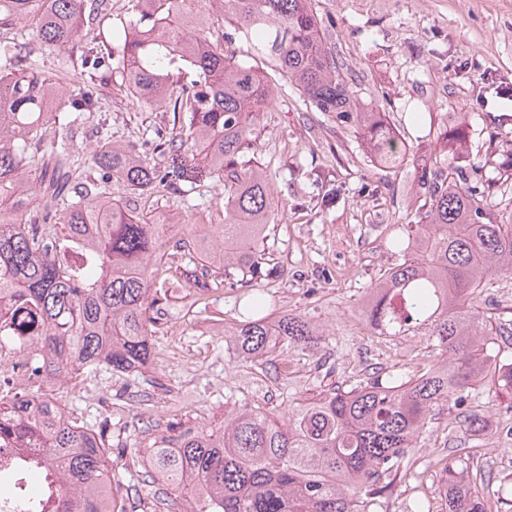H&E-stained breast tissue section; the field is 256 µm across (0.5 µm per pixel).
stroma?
<instances>
[{
    "label": "stroma",
    "mask_w": 512,
    "mask_h": 512,
    "mask_svg": "<svg viewBox=\"0 0 512 512\" xmlns=\"http://www.w3.org/2000/svg\"><path fill=\"white\" fill-rule=\"evenodd\" d=\"M315 6L354 89L404 136L408 160L398 169L378 167L334 114L315 111L278 81L249 152L277 203L266 239L271 270L260 287L266 315L302 317L318 332L314 345L243 359L224 334L225 322L237 316L241 288L224 283L201 295L177 279V266L188 258L183 242L223 223L224 186L196 168L191 153L171 160L155 152L158 134L173 126L171 109L133 105L108 85L70 145L88 179L97 177L92 156L109 136L175 171L181 186L135 202L170 223L153 275L163 297L152 313L149 362L136 373L101 368L58 382L27 377L13 387L103 433L120 485L146 471L148 452L167 427H217L245 405L282 417L291 402L331 388L348 390L376 376L395 386L441 363L426 327L380 336L362 311L372 285L403 261L391 239L416 221L425 202L417 176L430 162L443 117L464 116L469 135L454 157L484 192L492 220L512 222V0H315ZM323 179L342 190L330 208L321 204ZM477 312L512 324V274L492 276ZM494 391L485 378L464 401L451 397L428 412L409 459L433 506L441 504L442 469L464 450L493 484L512 488L506 424L512 402ZM468 412L482 417L479 432L466 430Z\"/></svg>",
    "instance_id": "1"
}]
</instances>
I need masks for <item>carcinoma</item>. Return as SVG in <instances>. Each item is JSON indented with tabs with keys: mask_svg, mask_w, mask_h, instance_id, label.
<instances>
[{
	"mask_svg": "<svg viewBox=\"0 0 512 512\" xmlns=\"http://www.w3.org/2000/svg\"><path fill=\"white\" fill-rule=\"evenodd\" d=\"M133 11L115 31L117 46L88 40L110 16V0H0V32L25 22L37 39L68 53L89 80L52 108L61 95L56 75L37 66L25 48L0 40V309L15 305L0 338L27 336L38 347L35 371L47 379L105 366L137 372L152 354L150 276L168 225L127 203L163 185L166 174L123 144L105 143L92 158L103 177L127 195L116 200L87 184L61 211L53 202L78 169L63 156L50 167L36 160L52 129L61 141L76 137L78 118L96 110L99 88L112 71L118 91L150 105L173 104L186 114L181 131L159 137L154 151L174 155L187 143L224 181V223L184 243L192 254L180 277L211 288L209 277H264L265 239L275 210L266 179L244 161L273 99L267 71L280 76L319 112L350 127L372 161L395 168L407 155L386 114L363 103L348 69L328 45L314 0H132ZM229 14L233 33L215 27L213 10ZM247 45L239 58L224 47ZM195 72L182 82L185 70ZM461 124L443 122L435 140L425 219L393 240L403 263L371 288L365 314L385 336L429 325L444 363L396 386L377 377L368 385L334 388L288 410L285 423L245 406L208 431L186 428L155 442L147 476L186 494L184 512H375L393 485L424 419L441 400L492 374L512 399V363L498 360L494 330L476 314L488 277L512 272V224L486 223L484 192L468 184L451 155L465 139ZM48 198L32 208L30 187ZM241 321L224 325L238 354L267 355L289 344L309 346L316 331L299 316L255 318L264 291L238 298ZM36 448L39 462L61 465L54 512H135L129 496L112 491V449L52 401L30 404L24 395L0 397V446ZM470 459L448 461V512H489L492 486L470 477Z\"/></svg>",
	"mask_w": 512,
	"mask_h": 512,
	"instance_id": "1",
	"label": "carcinoma"
}]
</instances>
